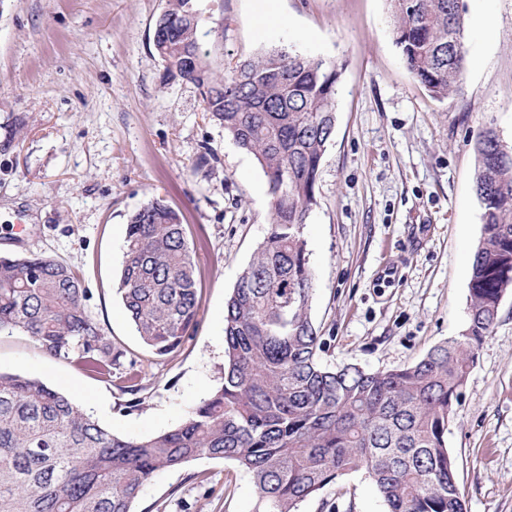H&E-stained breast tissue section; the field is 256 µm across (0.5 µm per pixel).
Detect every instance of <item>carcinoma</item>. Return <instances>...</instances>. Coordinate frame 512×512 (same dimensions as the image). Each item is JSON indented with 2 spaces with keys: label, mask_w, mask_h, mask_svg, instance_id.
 <instances>
[{
  "label": "carcinoma",
  "mask_w": 512,
  "mask_h": 512,
  "mask_svg": "<svg viewBox=\"0 0 512 512\" xmlns=\"http://www.w3.org/2000/svg\"><path fill=\"white\" fill-rule=\"evenodd\" d=\"M196 0H167L153 36L162 83L186 81L211 120L253 155L268 179L272 224L224 306V382L177 427L127 439L63 394L22 373H0V512H133L159 472L202 457L247 471L257 512H295L336 478L364 472L386 512H465L447 448L448 421L477 350L512 288V147L492 130L474 140L482 234L456 338L406 367L329 368L308 310L313 294L303 225L336 122L340 72L324 59L264 50L224 77L205 63ZM393 36L413 77L436 98L458 91L466 63L459 0H389ZM143 344L158 358L199 326L196 264L178 214L153 199L128 219L117 283ZM65 263L0 255V334L112 381L140 404L136 362L84 305Z\"/></svg>",
  "instance_id": "cac0c4a2"
}]
</instances>
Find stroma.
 Here are the masks:
<instances>
[{
    "label": "stroma",
    "mask_w": 512,
    "mask_h": 512,
    "mask_svg": "<svg viewBox=\"0 0 512 512\" xmlns=\"http://www.w3.org/2000/svg\"><path fill=\"white\" fill-rule=\"evenodd\" d=\"M460 92L432 97L408 70L388 0H198V38L230 75L270 48L341 72L336 133L303 228L310 318L324 365L369 372L411 365L458 336L481 235L473 142L512 145V0H462ZM166 0H0V254H44L82 279L85 305L137 360L144 389L125 408L117 384L0 335V372L69 397L114 434L179 425L224 379V306L268 236L267 178L213 122L190 83L162 84L153 46ZM287 30L260 28L266 12ZM492 17L484 25V17ZM176 210L194 249L201 321L173 357L140 340L116 290L129 215L152 199ZM448 424L467 512H512V290L480 346ZM235 463L201 458L157 473L133 512H254ZM297 512H386L364 473L341 476Z\"/></svg>",
    "instance_id": "stroma-1"
}]
</instances>
